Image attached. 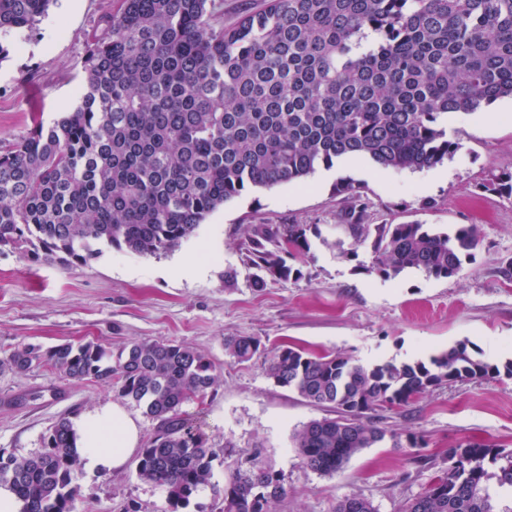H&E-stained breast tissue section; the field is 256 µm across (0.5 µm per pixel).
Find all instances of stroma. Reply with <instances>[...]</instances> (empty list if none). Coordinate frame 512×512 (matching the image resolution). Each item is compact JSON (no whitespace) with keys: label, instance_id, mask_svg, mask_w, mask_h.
<instances>
[{"label":"stroma","instance_id":"1","mask_svg":"<svg viewBox=\"0 0 512 512\" xmlns=\"http://www.w3.org/2000/svg\"><path fill=\"white\" fill-rule=\"evenodd\" d=\"M110 0H54L0 63V140L18 138L33 118L52 122L78 103L81 61ZM460 144L452 159L421 172H394L369 162L343 161L301 184L256 189L227 202L196 235L154 257L104 250L88 265L27 262L0 253V358L21 343L53 346L95 341L119 351L133 341L165 340L192 346L212 361L220 379L204 401L184 405L209 447L232 443L237 452L261 447L286 475L288 492L273 512H333L354 494L378 512H404L446 470L448 446L461 441L512 452V378L446 382L401 410L377 411L380 426L421 435L425 448L390 442L364 449L333 475L306 467L292 434L322 409L267 375L276 349L287 344L315 355H342L364 365L428 360L468 342L482 359L512 358V200L481 184L489 169H512V99L448 120ZM364 185L370 223L419 222L438 230L475 224L481 238L470 261L448 279L404 272L393 279L371 273L370 243L355 256L337 257L313 242L305 257L289 258L302 276L288 281L258 273L248 243L257 229L315 224L342 236L337 181ZM234 270V285L224 283ZM249 335L261 350L250 362L224 355V340ZM111 385L60 378L44 369H0V450L38 451L43 435L63 417L74 418L115 401ZM136 459L118 471H78L75 512H166V495L141 481Z\"/></svg>","mask_w":512,"mask_h":512}]
</instances>
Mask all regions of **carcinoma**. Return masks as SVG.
Here are the masks:
<instances>
[{
    "mask_svg": "<svg viewBox=\"0 0 512 512\" xmlns=\"http://www.w3.org/2000/svg\"><path fill=\"white\" fill-rule=\"evenodd\" d=\"M52 3L0 0V62ZM223 15L218 0H116L88 43L81 104L0 141V251L65 266L88 264L103 246L162 255L225 203L302 183L347 157L397 172L435 167L457 149L448 117L512 99V0H256L231 24ZM484 187L511 199L512 170L489 171ZM336 195L353 244L375 233L371 270L386 279L409 269L451 278L479 242L476 224L372 231L363 187L339 181ZM312 236L350 254L316 225L281 224L250 240L251 261L272 278H299L285 256L310 254ZM260 349L255 336L224 339L233 363ZM2 367L108 383L142 407L158 426L137 474L166 488L170 512L187 508L213 462L231 455L207 447L182 414L219 383L207 355L188 345L140 341L114 354L94 341L19 344ZM267 374L306 402L336 409L292 435L308 468L333 475L386 439L422 447L418 435L379 426L378 409H402L444 381L511 379L512 361L490 364L459 342L427 364L366 367L286 345ZM73 439L62 418L39 451L0 452V485L15 492L21 512H73ZM286 493L284 473L255 453L229 469L220 512H272ZM334 512L376 508L353 495ZM407 512H512V453L475 442L448 448V469Z\"/></svg>",
    "mask_w": 512,
    "mask_h": 512,
    "instance_id": "1",
    "label": "carcinoma"
}]
</instances>
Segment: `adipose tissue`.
<instances>
[{"instance_id": "1", "label": "adipose tissue", "mask_w": 512, "mask_h": 512, "mask_svg": "<svg viewBox=\"0 0 512 512\" xmlns=\"http://www.w3.org/2000/svg\"><path fill=\"white\" fill-rule=\"evenodd\" d=\"M84 471L107 473L123 467L140 440L137 421L117 402L83 412L72 420Z\"/></svg>"}]
</instances>
